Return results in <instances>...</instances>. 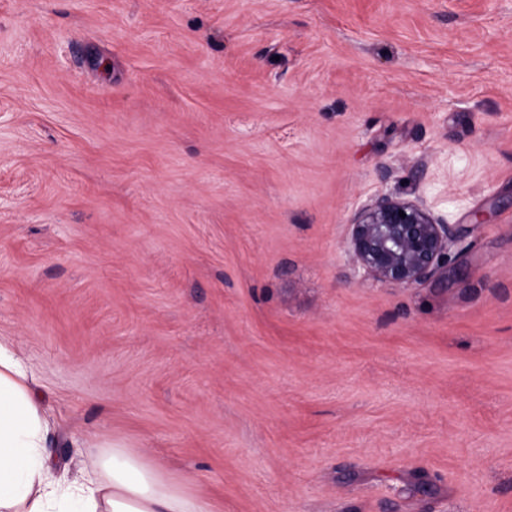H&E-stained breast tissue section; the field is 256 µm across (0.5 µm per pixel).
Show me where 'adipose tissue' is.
<instances>
[{"instance_id": "1", "label": "adipose tissue", "mask_w": 512, "mask_h": 512, "mask_svg": "<svg viewBox=\"0 0 512 512\" xmlns=\"http://www.w3.org/2000/svg\"><path fill=\"white\" fill-rule=\"evenodd\" d=\"M52 430L33 372L0 342V512H212L186 477L120 442L58 471Z\"/></svg>"}]
</instances>
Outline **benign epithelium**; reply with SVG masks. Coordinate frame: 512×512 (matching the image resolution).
Instances as JSON below:
<instances>
[{
	"label": "benign epithelium",
	"mask_w": 512,
	"mask_h": 512,
	"mask_svg": "<svg viewBox=\"0 0 512 512\" xmlns=\"http://www.w3.org/2000/svg\"><path fill=\"white\" fill-rule=\"evenodd\" d=\"M455 243L451 225L423 205L383 196L355 213L349 250L364 276L411 288L448 273Z\"/></svg>",
	"instance_id": "7a95c632"
}]
</instances>
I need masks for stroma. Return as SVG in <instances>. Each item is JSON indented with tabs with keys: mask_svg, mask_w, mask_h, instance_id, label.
Listing matches in <instances>:
<instances>
[{
	"mask_svg": "<svg viewBox=\"0 0 512 512\" xmlns=\"http://www.w3.org/2000/svg\"><path fill=\"white\" fill-rule=\"evenodd\" d=\"M382 195L451 224L447 278L361 277ZM0 341L68 468L512 512V0H0Z\"/></svg>",
	"mask_w": 512,
	"mask_h": 512,
	"instance_id": "stroma-1",
	"label": "stroma"
}]
</instances>
